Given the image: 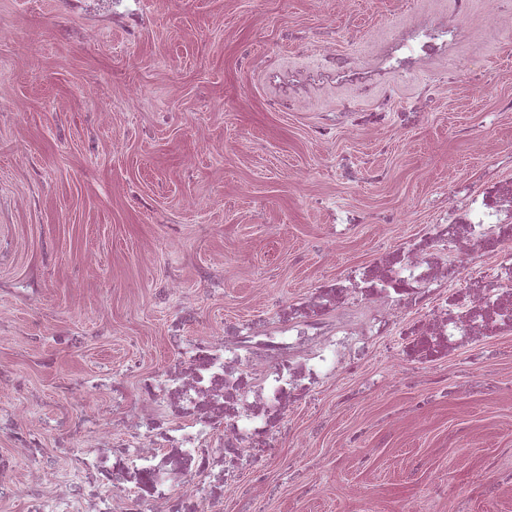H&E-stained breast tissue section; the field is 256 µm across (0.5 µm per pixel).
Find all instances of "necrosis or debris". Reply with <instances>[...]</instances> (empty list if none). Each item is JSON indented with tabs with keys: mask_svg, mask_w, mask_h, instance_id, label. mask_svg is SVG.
<instances>
[{
	"mask_svg": "<svg viewBox=\"0 0 512 512\" xmlns=\"http://www.w3.org/2000/svg\"><path fill=\"white\" fill-rule=\"evenodd\" d=\"M62 12H81L85 36L131 20L143 23L144 0H58ZM473 0H448L445 10L415 12L361 64L312 43L321 70L289 79L290 93L307 86H349L368 95L396 75H410L455 54L473 37ZM512 157L487 156L479 189L451 191L437 205L429 230L350 276L322 282L287 309L239 323L202 321L182 342L179 360L140 377L145 402L111 418L96 403L98 383L67 393L58 432L71 473L43 487L34 449L41 429L23 404L5 427L27 449V512H223L238 494V461L266 456L275 429L302 394L336 373H355L369 347L402 311L417 319L406 343L390 346L405 358L433 361L476 341L512 332V181L500 170ZM493 252L483 269L478 258ZM93 478L77 488L75 476Z\"/></svg>",
	"mask_w": 512,
	"mask_h": 512,
	"instance_id": "1",
	"label": "necrosis or debris"
}]
</instances>
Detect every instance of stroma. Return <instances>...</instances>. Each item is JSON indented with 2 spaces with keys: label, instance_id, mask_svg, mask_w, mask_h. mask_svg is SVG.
<instances>
[{
  "label": "stroma",
  "instance_id": "35a3bbf8",
  "mask_svg": "<svg viewBox=\"0 0 512 512\" xmlns=\"http://www.w3.org/2000/svg\"><path fill=\"white\" fill-rule=\"evenodd\" d=\"M437 0H150L146 26L128 47L124 26L87 42L83 20L56 16L55 0H0V99L17 121L0 124V236L8 257L0 280L21 284L41 272V303L0 293V369L38 420L44 448L55 446L68 387L120 382L116 415L141 402L127 371L139 359L157 372L191 339L199 319L240 322L305 296L309 288L373 263L422 234L435 200L458 184L478 186L482 156L512 152V40L474 4L475 43L485 85L454 61L431 107L412 125L389 121L382 139L340 126L318 143L309 128L342 102L377 108L350 87L304 92L288 103L289 72L320 66L308 50L321 40L369 60L372 42L410 8ZM31 34L28 57L15 39ZM142 99L128 106V89ZM110 116L90 124L93 103ZM194 155L192 167L183 159ZM200 207L186 206V198ZM359 222L337 237L335 212ZM404 211L387 236L378 226ZM208 227L199 237L200 227ZM265 278L266 290L255 286ZM178 279L196 300L182 338L170 336L178 299L162 289ZM310 440L304 454L293 437ZM263 471L261 512H512V334L393 370L373 348L354 375L339 374L288 411L274 455L241 467L242 483ZM503 484L485 490L483 479Z\"/></svg>",
  "mask_w": 512,
  "mask_h": 512
}]
</instances>
